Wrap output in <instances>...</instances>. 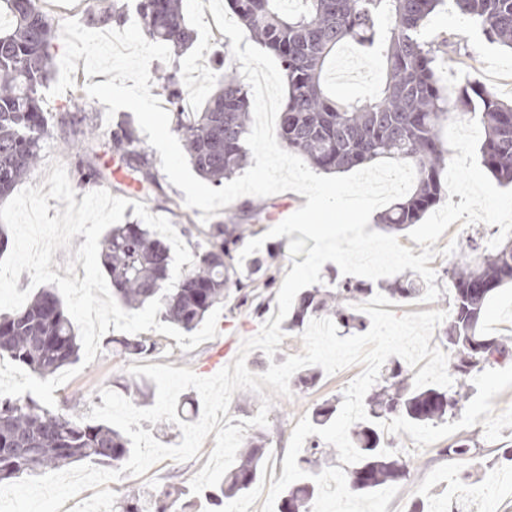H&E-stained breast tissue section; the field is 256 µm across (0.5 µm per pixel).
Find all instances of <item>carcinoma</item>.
Here are the masks:
<instances>
[{
	"mask_svg": "<svg viewBox=\"0 0 512 512\" xmlns=\"http://www.w3.org/2000/svg\"><path fill=\"white\" fill-rule=\"evenodd\" d=\"M183 0H139L142 33L179 54L193 41L184 19ZM228 0L242 30L279 60L288 93L279 113L276 139L288 152L300 153L317 170L344 173L381 159L403 160L415 169L410 192L379 215L378 223L404 230L418 223L444 193L448 148L439 129L452 110L479 117L484 130L480 148L483 166L501 184H512V102L486 86L467 80L448 92L439 71L445 64L440 45L424 38L422 29L443 0ZM461 25H478L492 41L512 48V0H454ZM11 16L0 26V202L42 162L44 144L54 140L64 152L80 159L75 188L85 189L107 175L94 167L100 134L79 91L71 93L60 112L47 116L41 89L52 75L55 27L40 0H4ZM115 4L102 3L87 15V24L119 22ZM344 45L361 48L383 60L384 77L372 99L338 100L323 75ZM214 90L201 112H184L178 69L158 77L157 87L173 112V131L189 161L203 178L220 185L247 164L251 131L250 91L232 62L211 78ZM112 152L137 172L143 196L154 200L161 189L149 148L135 128L118 124L109 135ZM264 205L245 204L225 224H214L203 238L189 241L195 261L174 284L170 280V248L144 224L111 228L101 251V266L116 297L128 309L139 310L162 298L160 318L185 332L195 330L224 296L250 287L237 276L234 247L249 231L248 220ZM452 291L451 316L441 343L448 350L447 388L414 386V376L399 358L383 365L380 377L364 398L368 419L353 424L349 437L364 458L344 468L352 492H373L406 481L413 459L398 447L388 425L436 424L453 418L463 407L470 378L487 368L512 363V348L499 336L482 331V317L493 293L512 285V239L485 256H462L445 269ZM426 290L409 277L388 288L342 279L336 289L313 288L302 293L288 328L328 317L348 329L363 331L366 319L355 308L361 300L384 293L409 300ZM112 351L145 357L157 349L150 336H112ZM76 328L53 288H41L20 311L0 316V356L6 355L47 379L79 360ZM316 367L299 373L293 387L305 391L318 382ZM337 411L325 401L314 408V426L328 425ZM132 452L128 436L103 421H87L63 399L50 409L30 393L0 398V484L36 476L78 462L123 467ZM272 448L251 440L236 453L224 477L195 494L185 486L142 490L112 502V512H191L202 497L208 512H226L231 501L258 480ZM439 452L470 461L463 471L470 485L487 466L472 459L467 441ZM336 465V455L322 448L317 437L302 449L298 465L309 474L322 465ZM316 483L303 478L283 491L278 512H312Z\"/></svg>",
	"mask_w": 512,
	"mask_h": 512,
	"instance_id": "obj_1",
	"label": "carcinoma"
}]
</instances>
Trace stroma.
<instances>
[{"mask_svg":"<svg viewBox=\"0 0 512 512\" xmlns=\"http://www.w3.org/2000/svg\"><path fill=\"white\" fill-rule=\"evenodd\" d=\"M183 11L194 31V41L179 58V81L191 99L192 109L197 110L209 95L206 77L218 72L225 52L231 49V39L217 27L208 0H184ZM456 18L452 0H445L424 28L426 39L448 44L446 52L452 59L450 69L444 73L448 85L456 86L468 77L512 101V49L489 40L479 26L460 28ZM265 202L266 209L254 221L252 235L265 239L260 254L266 257L268 268L254 274L249 296L236 292L225 296L217 336L184 351L174 338L163 335L159 338L160 350L138 361L102 349L93 362L55 389V398H68L76 413L85 416L93 407L102 406L101 390L111 388L115 380L129 377L134 363L188 368L202 377L207 376V367L216 355H223L225 364H234L242 341L255 336L267 319L278 314L276 285L292 268L289 236L270 239L266 233L304 206L307 198L286 191L267 196ZM499 232L496 225L452 223L435 244L439 254L431 261V269L439 274L447 267L448 259L442 250L449 243H456L457 253L463 254L468 252L470 240L485 246ZM270 278L275 281L271 288L266 285ZM483 328L512 345V287L495 292L487 305ZM361 371V366L354 365L331 376L322 375L315 387L293 391L288 398L275 396L268 386L259 394L234 392L229 411L222 418V430L206 437L198 456L188 461L166 459L156 463L140 476V488L181 484L201 489L222 476L236 447L263 436L272 440L280 453L266 460L260 479L233 504L235 512H261L271 483L283 475L282 452L288 447L294 427L301 418L311 417L318 404L327 400L342 403L347 384ZM265 395L272 398L267 426H247V419L257 414ZM396 436L399 445L409 449L414 466L410 478L399 483V491L386 512H409L417 499L428 503L430 512H444L449 495L458 490L456 479L465 462L442 455L441 450L461 439L469 440L475 458L491 464L486 479L474 493V512H512V464L497 461L500 447L512 445V364L475 374L464 407L456 417L435 425L402 426L397 428ZM128 492L127 481L121 478L82 491L76 502L65 503L59 512H111L113 500Z\"/></svg>","mask_w":512,"mask_h":512,"instance_id":"obj_1","label":"stroma"}]
</instances>
